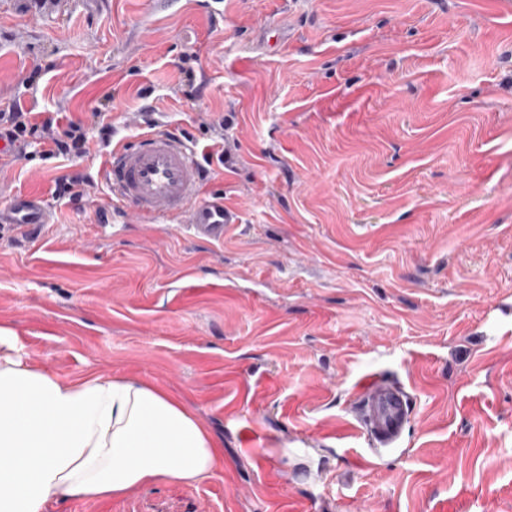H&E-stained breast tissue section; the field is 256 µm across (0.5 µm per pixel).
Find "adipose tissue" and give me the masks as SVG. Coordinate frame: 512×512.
I'll return each instance as SVG.
<instances>
[{
	"label": "adipose tissue",
	"mask_w": 512,
	"mask_h": 512,
	"mask_svg": "<svg viewBox=\"0 0 512 512\" xmlns=\"http://www.w3.org/2000/svg\"><path fill=\"white\" fill-rule=\"evenodd\" d=\"M0 328V512L67 496L107 500L156 481L190 485L222 462L207 428L129 377L65 380L14 355Z\"/></svg>",
	"instance_id": "1"
}]
</instances>
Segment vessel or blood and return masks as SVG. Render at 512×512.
<instances>
[{"label": "vessel or blood", "instance_id": "vessel-or-blood-1", "mask_svg": "<svg viewBox=\"0 0 512 512\" xmlns=\"http://www.w3.org/2000/svg\"><path fill=\"white\" fill-rule=\"evenodd\" d=\"M106 173L114 201L129 206L145 222L180 219L198 238L219 240L235 221L222 202L201 201L203 164L196 149L180 137L155 131L134 144L116 146ZM52 220L51 206L37 194L13 195L0 207V224L19 230ZM356 416L371 453L381 455L398 447L410 422V397L396 382L370 378L361 389Z\"/></svg>", "mask_w": 512, "mask_h": 512}]
</instances>
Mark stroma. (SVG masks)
I'll use <instances>...</instances> for the list:
<instances>
[{
  "label": "stroma",
  "mask_w": 512,
  "mask_h": 512,
  "mask_svg": "<svg viewBox=\"0 0 512 512\" xmlns=\"http://www.w3.org/2000/svg\"><path fill=\"white\" fill-rule=\"evenodd\" d=\"M507 0H0V113L59 126L144 105L214 153L223 240L111 206L109 153L0 158V327L62 379L170 392L224 464L191 486L59 498L43 512H512V8ZM202 89L177 94L181 68ZM97 184L74 202L55 180ZM372 376L409 393L400 451L355 421ZM53 209L47 200L37 194L19 193L0 207V224L19 230H31L35 224H51Z\"/></svg>",
  "instance_id": "35a3bbf8"
}]
</instances>
